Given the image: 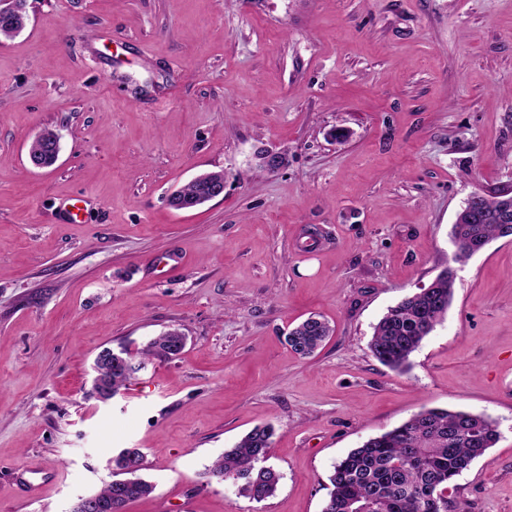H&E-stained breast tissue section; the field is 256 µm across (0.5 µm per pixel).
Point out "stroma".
<instances>
[{"label": "stroma", "mask_w": 512, "mask_h": 512, "mask_svg": "<svg viewBox=\"0 0 512 512\" xmlns=\"http://www.w3.org/2000/svg\"><path fill=\"white\" fill-rule=\"evenodd\" d=\"M27 11L0 40V512H71L123 448L154 486L126 512H322L334 463L425 407L496 422L448 498L512 512V237L455 264L450 235L472 194L512 190V0ZM207 172L223 195L174 209ZM449 265L444 321L382 365L377 322ZM312 314L334 332L303 358L286 336ZM170 328L178 357L93 393L101 350ZM262 425L280 481L257 504L209 469ZM60 152V137L52 130H44L29 146V159L38 167H50Z\"/></svg>", "instance_id": "stroma-1"}]
</instances>
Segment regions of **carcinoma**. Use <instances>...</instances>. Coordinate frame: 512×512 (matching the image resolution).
<instances>
[{
    "mask_svg": "<svg viewBox=\"0 0 512 512\" xmlns=\"http://www.w3.org/2000/svg\"><path fill=\"white\" fill-rule=\"evenodd\" d=\"M20 13L0 18V38H12L26 25V0H16ZM60 152V137L52 130L39 134L29 146V159L38 167H50ZM216 172L195 177L170 197V205L187 210L210 199L209 184ZM497 194H478L451 236L456 246L454 261L462 262L483 250L491 240L512 236V223L500 221ZM455 273L444 268L426 288L404 297L390 307L374 327L369 343L372 355L382 364L404 370L411 354L440 324L454 295ZM329 323L314 315L288 332L291 350L313 356L332 335ZM183 334L169 329L122 360L104 350L99 361V394L117 393L145 367L150 359L169 360L184 349ZM272 426H258L213 464L212 474L241 482L239 491L250 502L273 497L280 475L268 465ZM498 438L494 420L484 415L440 408L423 409L406 421L369 438L333 466L331 490L322 512H444V491L471 463L493 447ZM113 462V480L80 499L72 512H125L126 505L151 494L154 486L140 476L145 456L137 448H124Z\"/></svg>",
    "mask_w": 512,
    "mask_h": 512,
    "instance_id": "obj_1",
    "label": "carcinoma"
}]
</instances>
